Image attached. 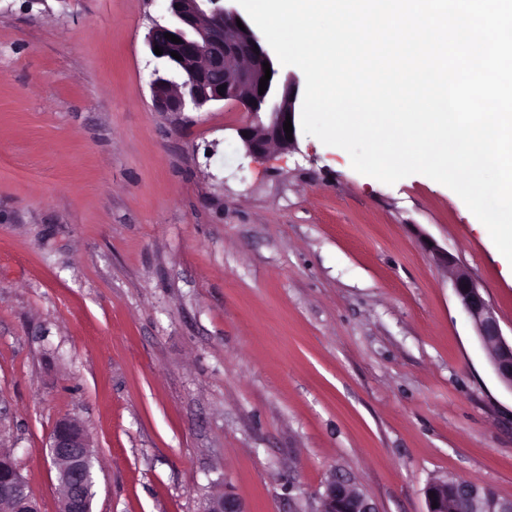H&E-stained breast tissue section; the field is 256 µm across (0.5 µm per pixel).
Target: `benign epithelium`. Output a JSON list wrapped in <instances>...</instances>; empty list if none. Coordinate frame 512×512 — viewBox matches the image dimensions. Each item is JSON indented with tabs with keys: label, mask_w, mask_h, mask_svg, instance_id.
I'll use <instances>...</instances> for the list:
<instances>
[{
	"label": "benign epithelium",
	"mask_w": 512,
	"mask_h": 512,
	"mask_svg": "<svg viewBox=\"0 0 512 512\" xmlns=\"http://www.w3.org/2000/svg\"><path fill=\"white\" fill-rule=\"evenodd\" d=\"M166 15L153 22L147 36L149 50L158 46L159 67L152 73L150 89L161 112H191L232 102L253 116L242 128L248 153L258 159L272 147L293 149L297 129L286 138V118L296 122L299 87L281 73L277 61L261 43L246 20L225 6L226 0H165ZM180 38L173 43L164 34ZM177 52L181 59L171 56ZM269 63L271 78L259 94ZM433 261L451 274L459 306L469 317L501 382L512 389V340L503 333L492 304L481 284L463 268L457 257L437 244L424 242ZM45 456L56 469L62 512H94L95 496L89 493V465L95 457L93 439L81 422L62 418L54 426ZM449 485L466 501L467 512H512V498L500 497L487 486L463 478L437 480L426 488L428 512H447L442 487ZM0 507L6 512H41L9 450L0 448ZM202 512H245L242 503L226 493L205 502ZM320 512H379L377 504L360 488L344 480L328 483Z\"/></svg>",
	"instance_id": "obj_1"
}]
</instances>
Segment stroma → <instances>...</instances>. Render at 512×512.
<instances>
[{
    "label": "stroma",
    "mask_w": 512,
    "mask_h": 512,
    "mask_svg": "<svg viewBox=\"0 0 512 512\" xmlns=\"http://www.w3.org/2000/svg\"><path fill=\"white\" fill-rule=\"evenodd\" d=\"M163 0H0V440L41 512L63 417L95 512H319L347 480L427 512L435 479L512 498V390L424 239L512 336V263L448 187L387 185L249 115L156 111Z\"/></svg>",
    "instance_id": "stroma-1"
}]
</instances>
